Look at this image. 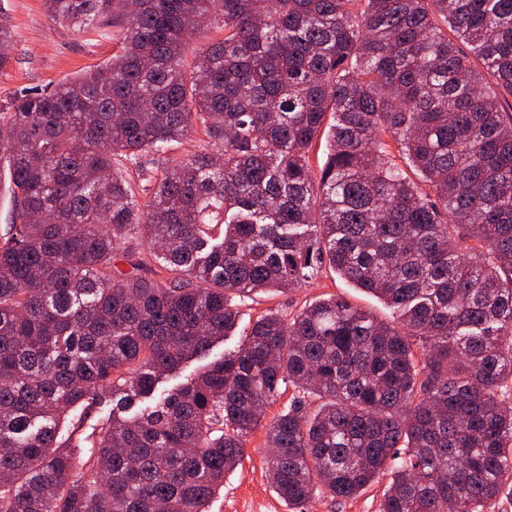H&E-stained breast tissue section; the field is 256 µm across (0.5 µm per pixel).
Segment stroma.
<instances>
[{"mask_svg":"<svg viewBox=\"0 0 512 512\" xmlns=\"http://www.w3.org/2000/svg\"><path fill=\"white\" fill-rule=\"evenodd\" d=\"M0 23L13 32L12 62L0 73V108L22 89L45 90L102 64L119 51V31L102 23L80 30L55 24L43 0H0ZM341 296L383 320L391 310L376 298L350 287L334 273L318 270L306 286L257 295L240 306L241 326L274 310L292 317L309 301ZM264 428L248 437L240 464L226 474L224 485L210 500L208 512H291L276 493L268 472Z\"/></svg>","mask_w":512,"mask_h":512,"instance_id":"35a3bbf8","label":"stroma"}]
</instances>
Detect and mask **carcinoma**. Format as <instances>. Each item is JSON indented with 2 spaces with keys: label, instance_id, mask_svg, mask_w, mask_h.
Returning a JSON list of instances; mask_svg holds the SVG:
<instances>
[{
  "label": "carcinoma",
  "instance_id": "carcinoma-1",
  "mask_svg": "<svg viewBox=\"0 0 512 512\" xmlns=\"http://www.w3.org/2000/svg\"><path fill=\"white\" fill-rule=\"evenodd\" d=\"M44 7L62 27L112 22L121 50L0 114V512H206L285 383L265 430L288 504L347 502L388 474L378 512H498L512 496V0ZM202 18L224 37L185 65ZM11 42L0 25L1 72ZM197 129L205 147L171 157ZM153 263L164 280L135 275ZM322 266L393 320L336 296L269 311L126 415L234 335L236 299Z\"/></svg>",
  "mask_w": 512,
  "mask_h": 512
}]
</instances>
